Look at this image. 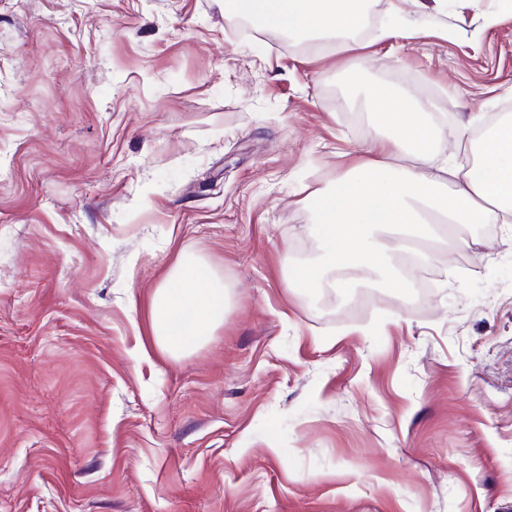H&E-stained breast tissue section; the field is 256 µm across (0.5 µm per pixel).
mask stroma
Segmentation results:
<instances>
[{"label": "stroma", "mask_w": 512, "mask_h": 512, "mask_svg": "<svg viewBox=\"0 0 512 512\" xmlns=\"http://www.w3.org/2000/svg\"><path fill=\"white\" fill-rule=\"evenodd\" d=\"M224 2L0 0V512H512V223L422 302L287 285L321 252L310 193L369 157L365 89L474 161L512 9L369 0L306 51ZM186 254L224 322L170 356L151 300Z\"/></svg>", "instance_id": "1"}]
</instances>
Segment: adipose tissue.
<instances>
[{"mask_svg": "<svg viewBox=\"0 0 512 512\" xmlns=\"http://www.w3.org/2000/svg\"><path fill=\"white\" fill-rule=\"evenodd\" d=\"M365 0H229V25L249 19L261 27L292 33L322 32L343 36L355 31ZM379 99L382 128L370 141V161L351 166L330 191L309 196L321 218L315 232L322 256L312 265L292 268V288L321 285L339 267L388 274L391 250L412 239L428 238V214L442 216L449 230L479 224L512 222V121L495 125L481 143L480 162L442 168L438 177L425 171L442 136L426 118L421 102L407 96ZM406 154L411 164L394 169L392 160ZM224 320V291L205 266L185 256L155 291L151 331L156 347L183 354L206 343Z\"/></svg>", "mask_w": 512, "mask_h": 512, "instance_id": "1", "label": "adipose tissue"}]
</instances>
